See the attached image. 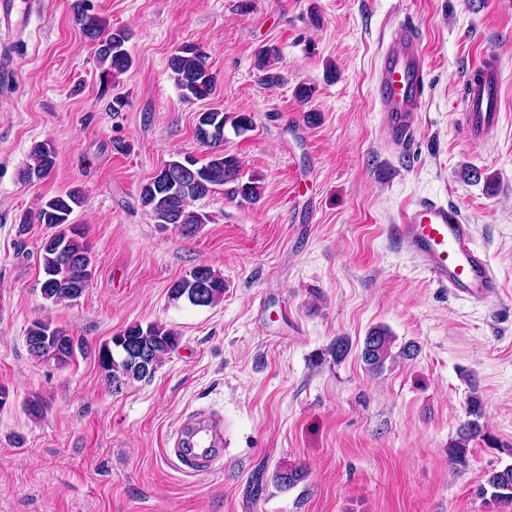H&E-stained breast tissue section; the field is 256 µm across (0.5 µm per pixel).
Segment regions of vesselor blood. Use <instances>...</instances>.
<instances>
[{
  "label": "vessel or blood",
  "instance_id": "1",
  "mask_svg": "<svg viewBox=\"0 0 512 512\" xmlns=\"http://www.w3.org/2000/svg\"><path fill=\"white\" fill-rule=\"evenodd\" d=\"M39 0H0V28L25 36L38 12ZM17 81L10 48L0 43V89ZM424 67L417 31L396 26L381 54L375 92L385 115L389 138L405 146L421 110ZM463 126L472 140L483 139L498 123L501 112V70L497 58L482 54L473 66L461 98ZM409 251L441 287L475 300L496 293L497 279L486 255L473 244L474 227L448 203L424 199L405 207L397 226ZM176 458L190 473L212 471L224 457L220 427L201 418L184 427Z\"/></svg>",
  "mask_w": 512,
  "mask_h": 512
}]
</instances>
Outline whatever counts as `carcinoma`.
I'll return each instance as SVG.
<instances>
[{"label": "carcinoma", "instance_id": "obj_1", "mask_svg": "<svg viewBox=\"0 0 512 512\" xmlns=\"http://www.w3.org/2000/svg\"><path fill=\"white\" fill-rule=\"evenodd\" d=\"M72 11L76 23L85 40L96 47L99 63L103 67L101 82L127 72L132 66V58L126 47L129 33L124 28L110 29L102 18L93 13L90 0H73ZM272 50L261 48L257 54V67L265 71L264 80L276 84L280 76L268 71ZM168 68L174 83L186 100H205L215 93L216 77L208 64L207 55L196 45H185L175 51L168 59ZM227 116L220 109L200 112L195 126L196 140L211 149L206 162L192 158L193 171L189 172L170 160L159 168L154 177L142 185L141 203L160 227L169 225L185 229H198L204 223L205 215L194 211L191 206L224 188V194L230 199L241 198L246 201L257 199L261 195L258 178L242 180L241 163L238 158L224 153V125ZM55 150L45 143L36 144L30 153V163L23 172L27 181L40 180L50 175L55 166ZM83 204L78 190H71L54 196L42 203L35 214V220L49 228H59L51 234L57 245H41L43 281L41 294L54 304L75 300L73 286L78 283H90L92 262L90 244L82 229L70 225V216L74 209ZM211 287L197 289L194 275L175 281L169 289L171 299L187 301L196 307H208L224 298V279L216 275L209 266L203 267ZM134 343L150 354V362L144 366L135 360L123 362L117 360L105 368L103 377L107 383L122 381L129 384L152 377L165 358L178 345V336L165 326L152 322L146 325L134 323L115 333L103 342L98 349L97 358L101 359L107 351L117 352L120 344ZM394 336L385 326H375L366 334L361 350V359L372 373L383 371L385 363L394 359L392 345ZM30 355L47 366L62 368L67 366L74 356L72 337L49 319H39L31 323L26 339ZM468 415L471 416L458 438L448 445V458L455 464H467L470 448L469 441L480 434L479 420L483 416L482 403L473 397L468 402ZM305 472L301 468H285L275 474L277 483L284 488H292L301 482ZM478 496L494 501H512V465L492 470L480 485Z\"/></svg>", "mask_w": 512, "mask_h": 512}]
</instances>
